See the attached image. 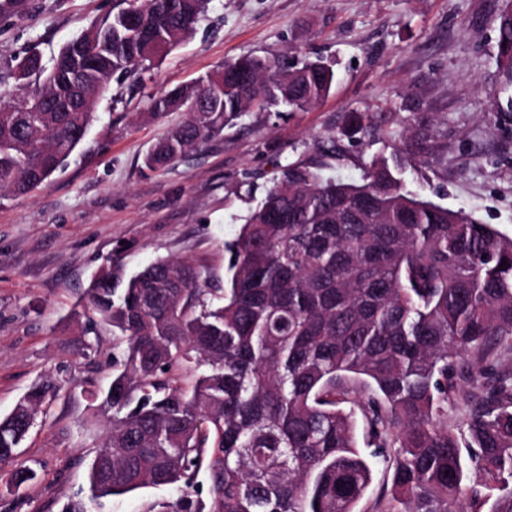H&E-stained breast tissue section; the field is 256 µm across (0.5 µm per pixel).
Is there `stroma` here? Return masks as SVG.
I'll return each mask as SVG.
<instances>
[{
  "instance_id": "obj_1",
  "label": "stroma",
  "mask_w": 512,
  "mask_h": 512,
  "mask_svg": "<svg viewBox=\"0 0 512 512\" xmlns=\"http://www.w3.org/2000/svg\"><path fill=\"white\" fill-rule=\"evenodd\" d=\"M114 0H24L0 14V95L11 69L44 61ZM505 0H209L191 36L139 79L115 81L87 137L37 190L0 195V417L34 386L55 390L22 444L40 476L21 490L0 467V512H61L83 497L106 415L85 390L106 389L116 342L83 306L108 260L133 273L158 257L207 266L220 304L228 256L249 211L283 166L361 181L385 159L409 189L512 236V113L495 111L497 17ZM244 55L322 60L330 94L295 112H252L165 169L143 158L184 119H153V100ZM365 130L344 133L350 113ZM91 354H84L85 345Z\"/></svg>"
}]
</instances>
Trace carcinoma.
Wrapping results in <instances>:
<instances>
[{
  "label": "carcinoma",
  "instance_id": "1",
  "mask_svg": "<svg viewBox=\"0 0 512 512\" xmlns=\"http://www.w3.org/2000/svg\"><path fill=\"white\" fill-rule=\"evenodd\" d=\"M207 4L116 0L51 67L34 49L21 57L13 96L46 111L0 106V191L22 195L49 179L86 137L112 78L177 47ZM497 64L495 102L512 112V0L498 15ZM215 75L153 100L151 115L188 118L148 150L146 169L254 110L305 109L336 81L321 60L283 68L259 56ZM225 253L218 305L189 260L132 274L110 262L90 281L84 307L122 347L107 452L87 468L89 502L170 487L177 498L146 512H357L373 475L345 408L360 394L366 444L391 472L383 512H452L462 498L466 512H512V367L487 377L470 362L493 365L512 342V237L408 190L374 159L360 183L289 165ZM458 372L472 383L461 394ZM46 396L35 387L0 418V464H13L17 491L38 479L17 458ZM450 406L466 433L448 428ZM86 502L63 512H89Z\"/></svg>",
  "mask_w": 512,
  "mask_h": 512
}]
</instances>
